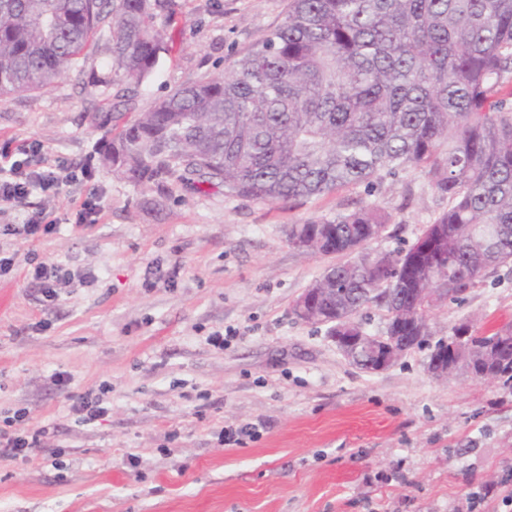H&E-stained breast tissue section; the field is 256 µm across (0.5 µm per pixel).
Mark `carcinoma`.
<instances>
[{
  "instance_id": "carcinoma-1",
  "label": "carcinoma",
  "mask_w": 512,
  "mask_h": 512,
  "mask_svg": "<svg viewBox=\"0 0 512 512\" xmlns=\"http://www.w3.org/2000/svg\"><path fill=\"white\" fill-rule=\"evenodd\" d=\"M176 0H0V96L47 88L98 41L117 83L99 160L136 185L174 178L260 202L374 185L414 167L448 198L415 242L382 264H336V292L308 321L347 337L351 362L373 346L360 312L388 313L386 330L429 343L408 327L410 288L451 301L490 268L512 266V0H289L282 23L225 73L174 88L127 122L135 89L168 50ZM388 215L366 205L289 228L303 250L348 257ZM465 351H442L476 377L512 381V322L481 334L463 325Z\"/></svg>"
}]
</instances>
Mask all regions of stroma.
Wrapping results in <instances>:
<instances>
[{"label": "stroma", "mask_w": 512, "mask_h": 512, "mask_svg": "<svg viewBox=\"0 0 512 512\" xmlns=\"http://www.w3.org/2000/svg\"><path fill=\"white\" fill-rule=\"evenodd\" d=\"M287 3L177 0L174 43L134 112L227 71L282 23ZM110 64L96 52L55 86L0 96V144L37 140L89 165L103 206L90 227L69 221L76 185L0 206V226L27 208L59 222L27 240L0 235L14 258L0 276V421L23 409L53 428L48 452L0 459V512H512V499L478 497L488 484L512 490V382L435 378L417 348L368 372L327 326L293 312L337 259L293 248L289 225L373 204L389 222L367 249L396 250L448 207L424 173L266 203L175 180L134 185L90 158L101 135L92 116L109 108L93 81ZM35 262L95 280L47 306ZM509 321L512 266L428 310L437 338ZM228 329L236 336L224 348L209 343ZM103 385L108 414L79 422L74 396ZM228 427L255 434L227 446Z\"/></svg>", "instance_id": "35a3bbf8"}]
</instances>
